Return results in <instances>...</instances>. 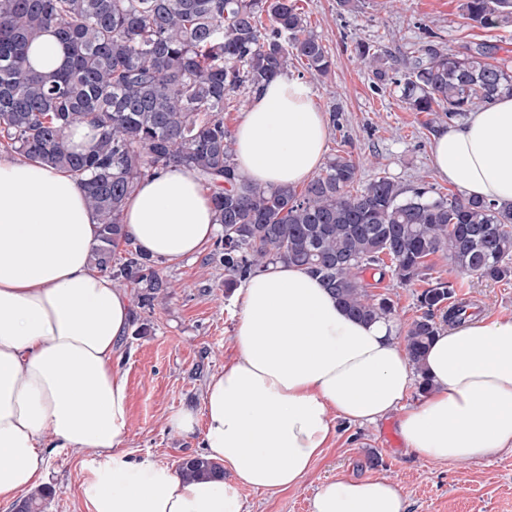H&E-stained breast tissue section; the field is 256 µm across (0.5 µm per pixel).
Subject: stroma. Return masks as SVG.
Here are the masks:
<instances>
[{
  "mask_svg": "<svg viewBox=\"0 0 512 512\" xmlns=\"http://www.w3.org/2000/svg\"><path fill=\"white\" fill-rule=\"evenodd\" d=\"M464 0H358L355 9H340L337 0H298L310 30L328 49L333 65L311 78L322 112L332 113L327 156L350 154L361 179L391 178L409 189L426 181L441 194L452 188L435 174L429 155L434 134L448 121L437 112H415L394 85L378 81L353 51L355 42H370L393 60L420 46L427 35L441 46L461 49L486 43L498 58L512 50V26L486 29L467 19ZM168 285L154 310L133 309L131 330L122 338L113 363L127 382L130 417L125 451L177 468L185 458L204 454L202 432L182 436L168 419L189 409L202 413V392L235 351L238 308L224 288V268L208 253L177 263L158 262ZM363 279L374 295L389 297L398 327L421 310L417 298L426 283L449 282L455 296L471 300L484 314H512V278L485 281L450 270L446 255L429 258L425 281L403 285L366 271ZM336 438L301 483L282 492L242 489L244 512H310L315 493L338 477L381 478L396 485L407 512H512V450L491 460L435 464L405 448L395 417L359 424L335 419ZM96 472L92 457L68 448L48 456L46 478L55 494L44 512H88L85 483Z\"/></svg>",
  "mask_w": 512,
  "mask_h": 512,
  "instance_id": "35a3bbf8",
  "label": "stroma"
}]
</instances>
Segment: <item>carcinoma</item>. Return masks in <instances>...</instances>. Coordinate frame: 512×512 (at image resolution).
<instances>
[{
  "label": "carcinoma",
  "instance_id": "carcinoma-1",
  "mask_svg": "<svg viewBox=\"0 0 512 512\" xmlns=\"http://www.w3.org/2000/svg\"><path fill=\"white\" fill-rule=\"evenodd\" d=\"M463 9L484 28L512 24V0H465ZM45 32L58 39L63 58L57 68L36 72L27 57ZM354 50L375 77L394 72L412 110L443 112L450 123L512 94V68L490 62L483 43L454 51L429 42L397 66L369 42H356ZM294 58L306 61L312 75L332 65L295 0H0V149L79 180L101 226L94 267L115 282L139 285L143 309L155 306L163 288L154 260L137 250L119 260L113 253L129 242L121 224L126 198L170 165L195 169L216 189L215 256L229 290L273 262L295 265L319 278L353 316L376 320L390 317L394 306L368 291L366 269L407 284L442 252L459 272L495 282L511 277L512 207L441 196L424 182L410 190L386 176L361 183L356 162L343 155L300 192L238 184L224 104L240 89L278 77ZM84 122L100 130L87 154L64 140L68 128ZM451 294L447 282L425 289L423 312L405 330L423 393L430 344L468 315L465 305L448 306ZM178 472L193 479L221 469L198 455ZM53 495L43 487L18 512H41Z\"/></svg>",
  "mask_w": 512,
  "mask_h": 512
}]
</instances>
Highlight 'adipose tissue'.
Here are the masks:
<instances>
[{
    "label": "adipose tissue",
    "mask_w": 512,
    "mask_h": 512,
    "mask_svg": "<svg viewBox=\"0 0 512 512\" xmlns=\"http://www.w3.org/2000/svg\"><path fill=\"white\" fill-rule=\"evenodd\" d=\"M328 137L312 87L281 75L250 97L235 132L238 172L264 187L300 185L319 171ZM431 162L466 196L511 205L512 97L435 134ZM121 222L137 249L171 263L200 254L220 229L210 189L187 166L141 180ZM98 243L71 173L0 156V500L39 487L48 451L71 448L99 461L83 488L89 512H243L242 488L300 484L333 442L337 416L397 414L405 447L437 464L512 449V315L436 336L423 360L432 388L412 405L417 373L393 322L356 319L319 279L272 263L236 292V354L207 383L203 415L168 420L181 435L203 427L223 475L185 479L129 460V394L112 356L131 306L93 268ZM311 512H407V502L386 480L339 478Z\"/></svg>",
    "instance_id": "ef3b65f1"
}]
</instances>
